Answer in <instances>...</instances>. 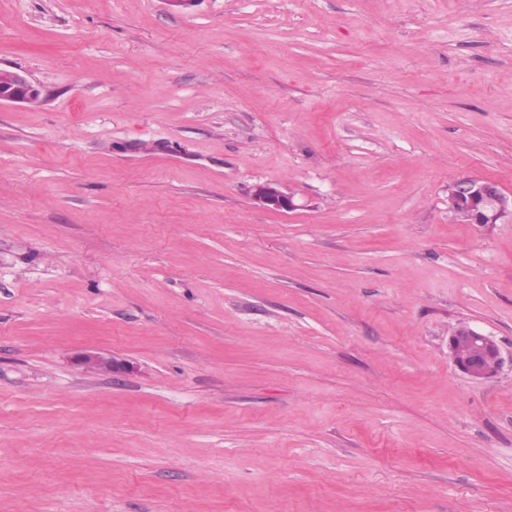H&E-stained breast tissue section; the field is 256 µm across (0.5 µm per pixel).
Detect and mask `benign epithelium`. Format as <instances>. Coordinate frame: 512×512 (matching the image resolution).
I'll use <instances>...</instances> for the list:
<instances>
[{"mask_svg": "<svg viewBox=\"0 0 512 512\" xmlns=\"http://www.w3.org/2000/svg\"><path fill=\"white\" fill-rule=\"evenodd\" d=\"M41 92L20 70L0 68V102L36 104ZM252 200L273 212H291L298 209L294 195L275 181L254 186ZM448 199L471 211V224H497L512 216V196L502 192L491 179H470L448 184ZM448 356L453 365L473 381H484L496 376L503 365L499 344L494 337L466 322L457 323L448 336ZM83 362L108 372L116 373L125 365L101 354H87Z\"/></svg>", "mask_w": 512, "mask_h": 512, "instance_id": "7a95c632", "label": "benign epithelium"}]
</instances>
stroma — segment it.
<instances>
[{
    "instance_id": "35a3bbf8",
    "label": "stroma",
    "mask_w": 512,
    "mask_h": 512,
    "mask_svg": "<svg viewBox=\"0 0 512 512\" xmlns=\"http://www.w3.org/2000/svg\"><path fill=\"white\" fill-rule=\"evenodd\" d=\"M0 67V512H512V0H0ZM41 92L20 70L0 68V102L36 104L41 101ZM448 199L451 203L466 205L471 217L463 208L453 215L463 218L469 224H497L504 217H512V196L502 192L498 183L491 179H470L452 182L448 185ZM251 197L257 205L273 212H291L299 207L295 202L294 195L275 181L256 184ZM448 356L453 365L473 381L493 378L503 365L502 352L494 337L466 322H459L451 329Z\"/></svg>"
}]
</instances>
